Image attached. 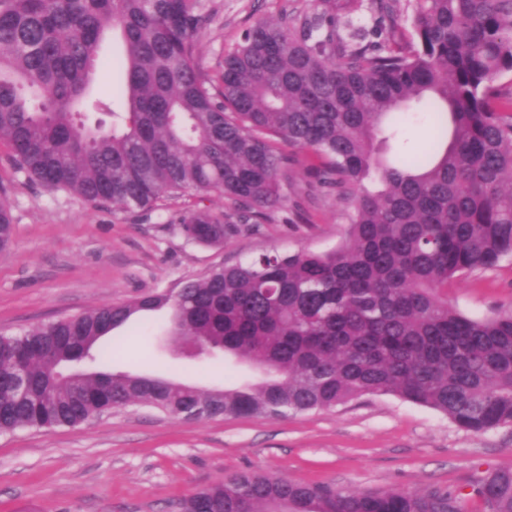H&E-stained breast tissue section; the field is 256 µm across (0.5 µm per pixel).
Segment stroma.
Instances as JSON below:
<instances>
[{
    "label": "stroma",
    "instance_id": "35a3bbf8",
    "mask_svg": "<svg viewBox=\"0 0 512 512\" xmlns=\"http://www.w3.org/2000/svg\"><path fill=\"white\" fill-rule=\"evenodd\" d=\"M201 7L196 62L212 78L255 22L310 14L313 0H201ZM278 149L288 158L287 201L223 246L206 247L186 240L179 219L198 208L232 212L228 200L182 192L143 221L29 180L0 143L1 197L15 224L12 245L0 251V333L163 293L260 254L335 249L350 205L316 184L323 158L285 141ZM448 301L473 318L511 308L512 257L450 281ZM168 326L163 309L115 332L113 371L201 387L256 380L244 365L158 351L155 337ZM252 470L359 492L463 489L474 473L512 470V426L473 434L390 394L276 418L181 420L129 405L77 426L0 434V512H178L181 499Z\"/></svg>",
    "mask_w": 512,
    "mask_h": 512
}]
</instances>
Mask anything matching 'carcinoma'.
<instances>
[{
	"label": "carcinoma",
	"instance_id": "cac0c4a2",
	"mask_svg": "<svg viewBox=\"0 0 512 512\" xmlns=\"http://www.w3.org/2000/svg\"><path fill=\"white\" fill-rule=\"evenodd\" d=\"M315 0L297 22L260 20L224 55L219 85L195 59L200 0H0V142L28 179L130 214L194 191L237 204L181 220L222 246L288 199L282 139L328 159L318 183L354 201L344 241L262 254L178 293L104 305L0 334V433L75 426L139 402L176 419L328 410L391 394L484 433L512 426V309L473 319L448 282L512 256V0H413L412 42L369 40L357 23L388 0ZM121 50L120 101L93 95L100 48ZM433 113L436 140L398 164L392 112ZM379 175L383 189L364 181ZM14 237L0 201V250ZM167 308L170 335L249 364L260 381L202 389L114 373L101 341ZM471 492L338 491L259 472L198 491L179 512H512V471Z\"/></svg>",
	"mask_w": 512,
	"mask_h": 512
}]
</instances>
